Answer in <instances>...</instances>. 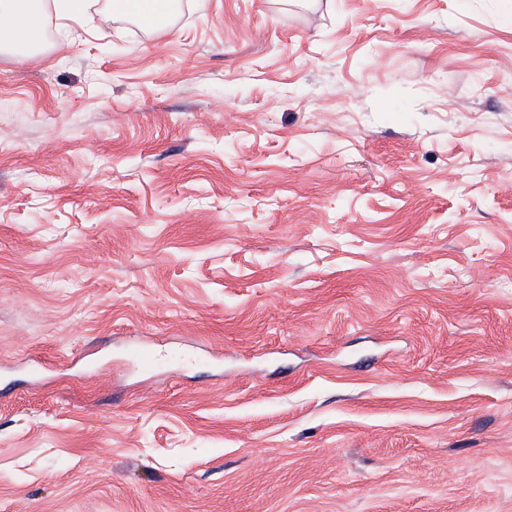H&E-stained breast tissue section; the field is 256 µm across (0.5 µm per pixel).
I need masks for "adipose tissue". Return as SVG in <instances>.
<instances>
[{
	"instance_id": "obj_1",
	"label": "adipose tissue",
	"mask_w": 512,
	"mask_h": 512,
	"mask_svg": "<svg viewBox=\"0 0 512 512\" xmlns=\"http://www.w3.org/2000/svg\"><path fill=\"white\" fill-rule=\"evenodd\" d=\"M174 0H106L102 20L131 19L165 26L174 11ZM88 0H0V53L39 55L48 15H56L70 30L83 28Z\"/></svg>"
}]
</instances>
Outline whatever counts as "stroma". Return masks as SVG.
Here are the masks:
<instances>
[{
    "mask_svg": "<svg viewBox=\"0 0 512 512\" xmlns=\"http://www.w3.org/2000/svg\"><path fill=\"white\" fill-rule=\"evenodd\" d=\"M511 11L0 54V512H512Z\"/></svg>",
    "mask_w": 512,
    "mask_h": 512,
    "instance_id": "stroma-1",
    "label": "stroma"
}]
</instances>
